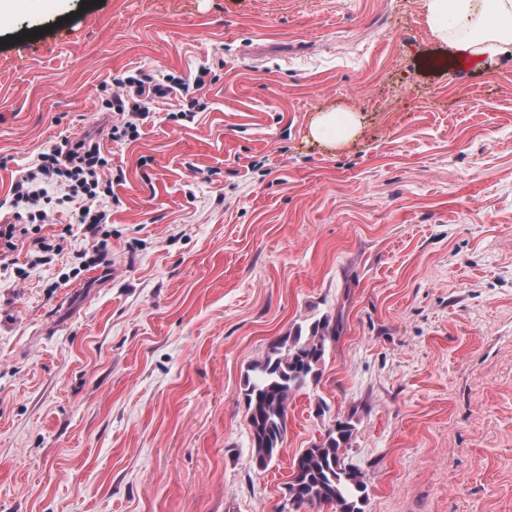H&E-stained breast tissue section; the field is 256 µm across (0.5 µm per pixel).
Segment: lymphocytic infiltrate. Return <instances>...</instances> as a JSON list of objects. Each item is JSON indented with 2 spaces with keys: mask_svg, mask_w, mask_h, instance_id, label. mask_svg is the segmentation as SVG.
I'll return each mask as SVG.
<instances>
[{
  "mask_svg": "<svg viewBox=\"0 0 512 512\" xmlns=\"http://www.w3.org/2000/svg\"><path fill=\"white\" fill-rule=\"evenodd\" d=\"M204 84L205 80L200 75L190 84L171 75L158 78L139 73L125 77L105 103L107 111L122 118L121 125L110 127L109 138L137 141L150 104L177 92L187 97L186 107L180 113L181 119H194L203 106L197 97L190 95L189 90L202 88ZM108 166L109 161L102 155L100 145L87 136L76 141L61 139L50 151L31 160L26 171L12 181L10 192L15 201L33 204L34 209L24 215L15 214L13 221L0 224V258L17 249L19 240L29 233V225L46 221V212L37 209L36 204L44 198L47 187L52 185L63 186L66 202L76 205L74 223L82 225L85 233L96 234L108 220L107 213L95 206L99 193L111 191L113 184L124 177L120 169L115 174H108Z\"/></svg>",
  "mask_w": 512,
  "mask_h": 512,
  "instance_id": "f902f5d3",
  "label": "lymphocytic infiltrate"
}]
</instances>
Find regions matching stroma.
<instances>
[{
  "label": "stroma",
  "instance_id": "35a3bbf8",
  "mask_svg": "<svg viewBox=\"0 0 512 512\" xmlns=\"http://www.w3.org/2000/svg\"><path fill=\"white\" fill-rule=\"evenodd\" d=\"M81 2L0 27V220L63 137L125 173L103 264L58 208L0 266V512H280L347 418L365 512H512V58L450 60L428 0ZM203 68L194 122L108 138L119 79ZM325 314L258 468L244 377Z\"/></svg>",
  "mask_w": 512,
  "mask_h": 512
}]
</instances>
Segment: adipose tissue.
I'll return each instance as SVG.
<instances>
[{"instance_id": "adipose-tissue-1", "label": "adipose tissue", "mask_w": 512, "mask_h": 512, "mask_svg": "<svg viewBox=\"0 0 512 512\" xmlns=\"http://www.w3.org/2000/svg\"><path fill=\"white\" fill-rule=\"evenodd\" d=\"M429 10L442 35L456 29L472 13H479L483 33L452 40L457 55L492 61L512 54V0H429Z\"/></svg>"}]
</instances>
